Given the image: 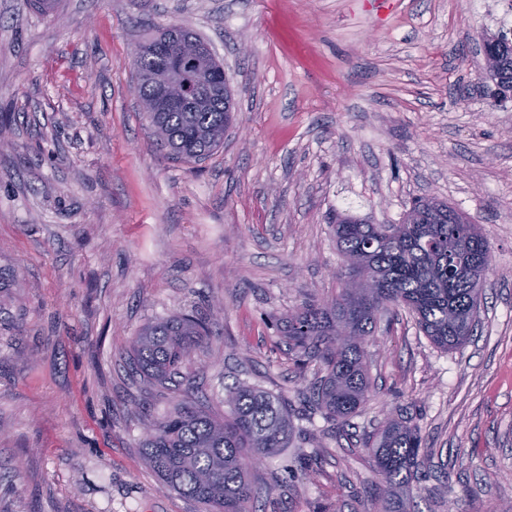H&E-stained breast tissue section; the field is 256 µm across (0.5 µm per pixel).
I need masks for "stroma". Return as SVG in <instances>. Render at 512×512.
<instances>
[{"mask_svg": "<svg viewBox=\"0 0 512 512\" xmlns=\"http://www.w3.org/2000/svg\"><path fill=\"white\" fill-rule=\"evenodd\" d=\"M506 0H0V512H201L142 459L172 410L127 351L151 320L207 318L182 373L224 410L245 381L296 430L256 465V512H373L360 438L411 417L434 467L416 512L512 504V98L481 45ZM177 25L233 96L202 162L161 148L133 48ZM467 213L492 258L472 343L446 351L408 309L365 348L371 398L350 426L308 415L322 375L282 321L342 287L343 212L398 223L414 200ZM176 36L181 41L189 40L200 52V55L203 57L204 61L206 62L207 66H215V67H223L221 62L215 58V56L210 51L209 47L205 42L200 40L196 35H194L192 32L178 27H171L168 29H165L161 31L158 35L151 37L148 40L145 41H151L156 39H163V38H169Z\"/></svg>", "mask_w": 512, "mask_h": 512, "instance_id": "obj_1", "label": "stroma"}]
</instances>
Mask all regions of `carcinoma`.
<instances>
[{
    "label": "carcinoma",
    "instance_id": "cac0c4a2",
    "mask_svg": "<svg viewBox=\"0 0 512 512\" xmlns=\"http://www.w3.org/2000/svg\"><path fill=\"white\" fill-rule=\"evenodd\" d=\"M176 36L190 41L209 66L219 67L205 42L178 27L156 38ZM499 59L490 69L500 86H512V39L493 44ZM141 99L153 93L154 76L163 61H136ZM233 107L218 100L193 112H153L148 115L157 139L172 155L200 161L224 143V128ZM336 245L344 258V276L371 278L382 288L368 298L362 288H341L336 298H308L288 317L282 335L288 350L302 362L316 361L324 375L309 394L312 409L338 425H348L369 400L370 382L364 343L374 333L378 317L402 305L438 347L459 349L474 336L480 297L469 279L453 270L459 252L478 269H490L487 243L470 217L435 198L420 199L399 224H365L336 217ZM207 335L204 320L176 315L145 324L129 346L135 373L152 386L182 385L177 380L193 347ZM142 440L145 463L162 481L185 498L206 506V512H255L252 466L288 447L294 426L279 396L239 384L224 390V413L198 401L191 386L182 390L174 410L145 422ZM371 450L381 484L375 512H408V497L429 466V453L416 426L404 415L387 417L363 438Z\"/></svg>",
    "mask_w": 512,
    "mask_h": 512
}]
</instances>
